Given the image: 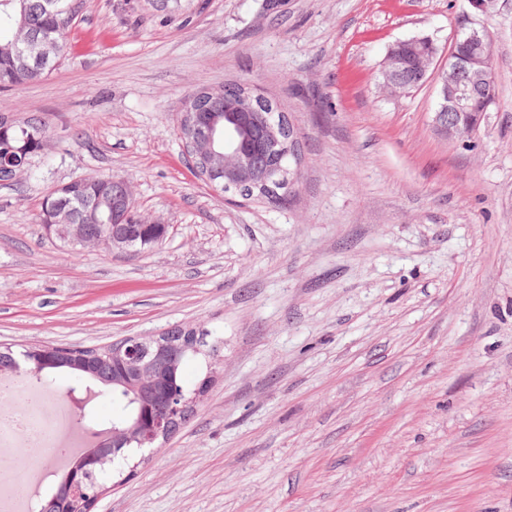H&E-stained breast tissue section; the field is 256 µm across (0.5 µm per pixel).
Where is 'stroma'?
<instances>
[{
  "instance_id": "1",
  "label": "stroma",
  "mask_w": 512,
  "mask_h": 512,
  "mask_svg": "<svg viewBox=\"0 0 512 512\" xmlns=\"http://www.w3.org/2000/svg\"><path fill=\"white\" fill-rule=\"evenodd\" d=\"M496 102L469 146L435 126L439 82L380 69L468 18ZM242 83L294 124L281 201L215 192L177 135L186 95ZM47 146L0 185V344L207 334L208 379L169 439L106 471L92 512H512V0H85L43 80L0 89ZM126 178L168 233L73 252L48 191Z\"/></svg>"
}]
</instances>
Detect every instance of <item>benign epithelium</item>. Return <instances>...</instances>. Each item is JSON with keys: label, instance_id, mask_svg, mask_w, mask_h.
Wrapping results in <instances>:
<instances>
[{"label": "benign epithelium", "instance_id": "obj_1", "mask_svg": "<svg viewBox=\"0 0 512 512\" xmlns=\"http://www.w3.org/2000/svg\"><path fill=\"white\" fill-rule=\"evenodd\" d=\"M467 40L476 46V53L462 56L451 50L448 52V66L440 72L438 107L434 116L436 127L454 145H466L473 137L480 121H464L472 104L481 102L491 105L487 88L492 81L490 63L492 61V37L483 27H470L465 31ZM56 42L36 34L26 38L25 60L36 66L47 61L54 53ZM437 56V49L425 38H410L393 43L386 54L380 76L382 85L395 92L409 91L407 83L410 70L414 69L426 81L430 77ZM274 110L271 101L253 94L244 86L237 89L235 97L225 101L224 117L215 116L208 121L204 130L180 118L178 135L188 153L200 159L202 175L215 189L227 192L238 190L248 197H273L276 189L285 185L290 177L298 175L291 168V160L296 156L292 126L285 116L271 119ZM252 125L264 130L265 142L270 151V162L258 166L247 158L240 149L239 140ZM112 184V198L84 207L75 214V221L68 224H45L43 228L61 241L75 246L98 244L111 249L132 247L147 239L140 224L144 220L135 206L127 180L121 177L102 179L99 195L107 193V184ZM87 224H98L103 236L95 239L85 237L83 229ZM171 336L163 334L148 338H127L118 345L117 353L140 384L153 387L163 383V379L153 373L155 366L164 364L172 356ZM205 385H200L193 395L186 397L176 394L169 400L170 412L166 417H146L139 413L131 425L139 443L152 445L156 440L166 439L180 427L188 407L195 405L204 393ZM106 459L90 452L80 467L69 476L70 495L73 502L92 503L99 491L88 492L83 487L80 474L89 469H102Z\"/></svg>", "mask_w": 512, "mask_h": 512}]
</instances>
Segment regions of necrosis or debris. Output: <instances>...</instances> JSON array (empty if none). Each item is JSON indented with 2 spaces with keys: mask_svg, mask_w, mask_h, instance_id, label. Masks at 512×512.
<instances>
[{
  "mask_svg": "<svg viewBox=\"0 0 512 512\" xmlns=\"http://www.w3.org/2000/svg\"><path fill=\"white\" fill-rule=\"evenodd\" d=\"M13 409L18 426L0 423V512H36L38 499L33 494L18 496L17 469H24L29 485L48 478L54 468L68 459L65 447L74 433L65 416L69 407L51 400L48 390L20 372L11 373ZM24 448L17 457L16 448Z\"/></svg>",
  "mask_w": 512,
  "mask_h": 512,
  "instance_id": "necrosis-or-debris-1",
  "label": "necrosis or debris"
}]
</instances>
